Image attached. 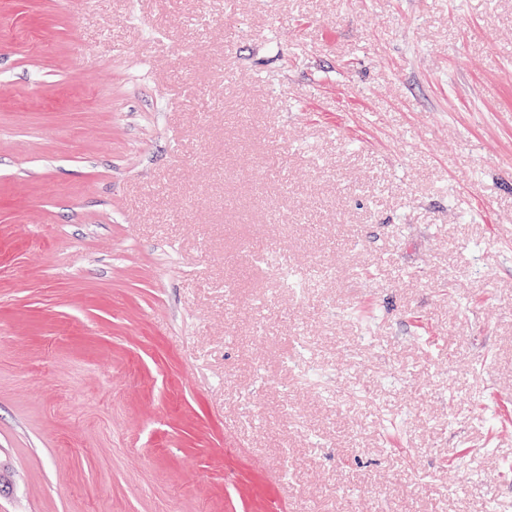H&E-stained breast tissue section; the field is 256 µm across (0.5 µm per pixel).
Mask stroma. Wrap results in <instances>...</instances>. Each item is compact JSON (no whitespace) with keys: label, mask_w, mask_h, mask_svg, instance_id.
Instances as JSON below:
<instances>
[{"label":"stroma","mask_w":512,"mask_h":512,"mask_svg":"<svg viewBox=\"0 0 512 512\" xmlns=\"http://www.w3.org/2000/svg\"><path fill=\"white\" fill-rule=\"evenodd\" d=\"M509 414L512 0H0V512H512Z\"/></svg>","instance_id":"35a3bbf8"}]
</instances>
